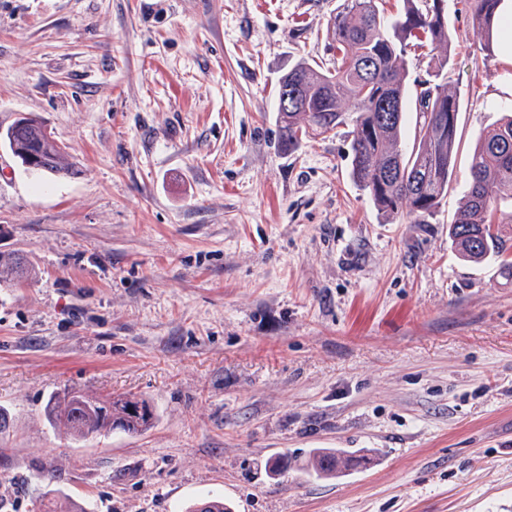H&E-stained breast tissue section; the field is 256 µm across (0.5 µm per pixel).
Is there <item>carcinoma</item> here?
Instances as JSON below:
<instances>
[{"mask_svg":"<svg viewBox=\"0 0 512 512\" xmlns=\"http://www.w3.org/2000/svg\"><path fill=\"white\" fill-rule=\"evenodd\" d=\"M402 8L384 16L380 0H343L328 27L336 45L330 65L299 63L290 69L311 92L307 109L277 113L283 146L297 151L311 133L324 135L352 126L351 176L383 212L398 214L412 224H424L448 194L455 168L459 96L447 78L410 87L406 53L408 40L443 53L441 68L451 60L448 23L441 19V0H401ZM501 0H467L473 22L485 30L484 50H492L493 28ZM414 100L416 120L412 143L404 138L405 108ZM393 102L396 111H384ZM22 152L51 158L44 171L71 174L73 166L50 143L24 135ZM512 200V115L484 134L470 164V184L449 235L459 257L479 264L512 249V213L498 204ZM135 397L101 401L80 390L48 399L49 424L64 427L77 440L122 431L140 433L153 414ZM336 453L316 450L309 459L318 477L336 472ZM38 512H87L84 504L54 490L44 493ZM185 512H232L218 496L194 502Z\"/></svg>","mask_w":512,"mask_h":512,"instance_id":"obj_1","label":"carcinoma"}]
</instances>
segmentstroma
Returning <instances> with one entry per match:
<instances>
[{"instance_id":"stroma-1","label":"stroma","mask_w":512,"mask_h":512,"mask_svg":"<svg viewBox=\"0 0 512 512\" xmlns=\"http://www.w3.org/2000/svg\"><path fill=\"white\" fill-rule=\"evenodd\" d=\"M339 0H0V128L41 118L74 175L0 148V512H512V268L448 237L511 70L448 0L456 173L427 223L381 214L349 128L279 146L276 88L331 57ZM68 388L142 397L86 441ZM313 448L368 469L316 477ZM287 454L288 468L266 463ZM140 405L149 408L150 413L139 412ZM44 414L52 427H64L76 440L116 430L137 434L146 430L153 419V410L145 399L125 396L101 401L73 389L62 397L51 396ZM37 508L38 512H87L83 503L55 490L45 492Z\"/></svg>"}]
</instances>
